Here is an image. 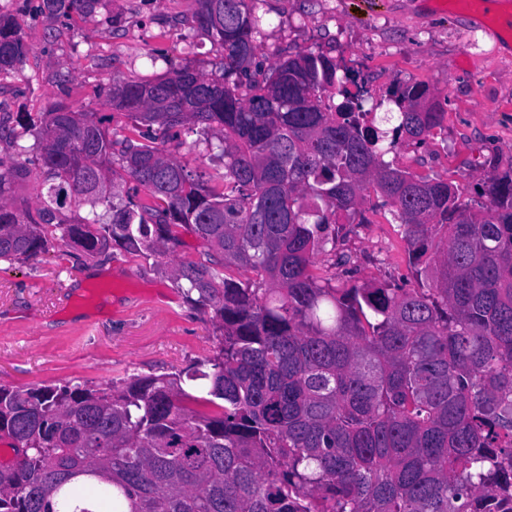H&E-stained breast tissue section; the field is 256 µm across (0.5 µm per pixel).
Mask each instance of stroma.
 Masks as SVG:
<instances>
[{
    "instance_id": "35a3bbf8",
    "label": "stroma",
    "mask_w": 512,
    "mask_h": 512,
    "mask_svg": "<svg viewBox=\"0 0 512 512\" xmlns=\"http://www.w3.org/2000/svg\"><path fill=\"white\" fill-rule=\"evenodd\" d=\"M260 19L255 63L269 67L301 52H323L359 70L369 90L422 83L445 111L444 128L426 144H400L386 159L415 177L455 184L480 210L474 187L494 158L512 166V40L504 17L512 0L490 6L468 0H251ZM194 0H99L88 15L63 18L41 0H0L31 48L20 70L0 74V116L48 111L62 103L110 111L113 80L156 78L191 65L219 69L209 39L191 32ZM192 33V32H191ZM166 148L187 169L210 172L220 162L191 129ZM364 223L336 240L348 267L315 258L317 274L338 287L412 288L408 246L390 206L367 194ZM165 257L113 250L89 259L58 248L37 259L0 261V385L106 388L132 376H158L214 356L220 341L209 314L175 288L174 263L199 260L202 242L182 231Z\"/></svg>"
}]
</instances>
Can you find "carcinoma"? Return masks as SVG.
Here are the masks:
<instances>
[{
    "mask_svg": "<svg viewBox=\"0 0 512 512\" xmlns=\"http://www.w3.org/2000/svg\"><path fill=\"white\" fill-rule=\"evenodd\" d=\"M212 2L195 0L192 29L220 73L113 81L120 125L64 104L17 117L0 152V260L57 245L159 255L189 229L208 251L173 278L211 315L219 353L109 389L0 385L16 455L0 464V512H512V167L489 161L476 192L490 207L471 211L448 182L384 160L443 127L427 86H393L396 124L363 128L359 74L307 52L257 78L258 17ZM28 53L0 14V73ZM185 126L223 162L206 179L164 148ZM27 153L44 174L33 209L11 201ZM369 191L403 226L416 288L312 271L344 223H366ZM83 204L86 217L64 212Z\"/></svg>",
    "mask_w": 512,
    "mask_h": 512,
    "instance_id": "carcinoma-1",
    "label": "carcinoma"
}]
</instances>
